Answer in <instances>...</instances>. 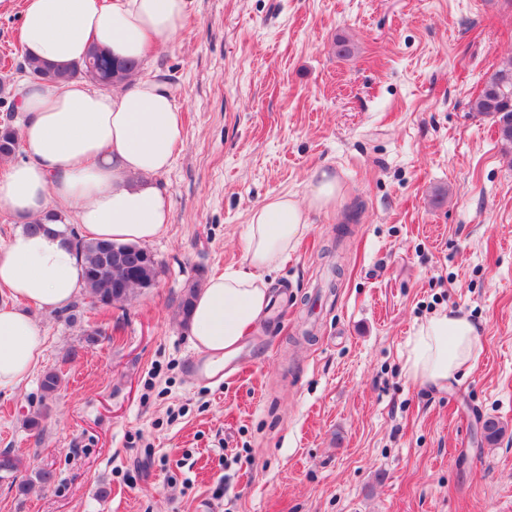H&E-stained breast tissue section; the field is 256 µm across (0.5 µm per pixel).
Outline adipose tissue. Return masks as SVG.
<instances>
[{
  "label": "adipose tissue",
  "instance_id": "obj_1",
  "mask_svg": "<svg viewBox=\"0 0 512 512\" xmlns=\"http://www.w3.org/2000/svg\"><path fill=\"white\" fill-rule=\"evenodd\" d=\"M190 0H24L26 56L81 61L91 47L119 60L144 61L150 48L174 41ZM24 116L23 157L0 168V210L22 226L0 247V390L21 386L38 366L44 335L23 310L66 308L82 290L80 260L61 222L68 205L85 238L147 242L170 221L167 189L158 181L183 142L182 112L158 79L130 90L104 91L82 80L63 85L26 81L18 93ZM340 186L316 172L307 203L277 195L254 209L244 238L245 267L212 275L188 319L195 347L216 374L224 356L266 319L275 299L271 272L293 251L307 209H330ZM40 231H30L33 222ZM477 358V333L463 314L441 310L420 326L404 360L413 382L443 386Z\"/></svg>",
  "mask_w": 512,
  "mask_h": 512
}]
</instances>
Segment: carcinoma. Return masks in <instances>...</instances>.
Returning <instances> with one entry per match:
<instances>
[{"label": "carcinoma", "instance_id": "carcinoma-1", "mask_svg": "<svg viewBox=\"0 0 512 512\" xmlns=\"http://www.w3.org/2000/svg\"><path fill=\"white\" fill-rule=\"evenodd\" d=\"M24 68L41 81L51 84H64L74 79H88L103 87H110L130 81L135 71L112 58L96 47L89 49L86 57L78 63L51 64L24 58ZM472 111L491 119L497 127L499 139L506 150L512 151V56L502 63L484 80L483 86L471 102ZM18 148V135L15 128L5 123L0 125V160L11 158ZM68 240L80 256L83 270L85 293L102 305H114L131 299L134 290L151 288L155 285L159 264L147 249L134 243H111L126 254L129 272L136 277L127 278L124 288L112 287V279L126 278V271H112L102 266L101 247L104 240H86L72 232ZM60 375L47 371L42 375L40 388L42 398H50L58 391ZM0 479H9L24 493L35 482L46 486L53 480L48 470L35 473V478L21 475L20 460L9 451L0 452Z\"/></svg>", "mask_w": 512, "mask_h": 512}]
</instances>
